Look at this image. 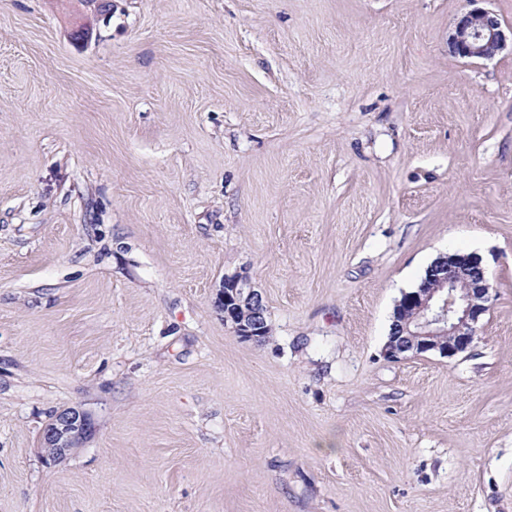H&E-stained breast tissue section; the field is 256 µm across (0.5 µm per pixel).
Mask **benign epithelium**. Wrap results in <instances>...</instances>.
Here are the masks:
<instances>
[{
	"label": "benign epithelium",
	"instance_id": "7a95c632",
	"mask_svg": "<svg viewBox=\"0 0 512 512\" xmlns=\"http://www.w3.org/2000/svg\"><path fill=\"white\" fill-rule=\"evenodd\" d=\"M454 22L448 46L466 59L492 60L509 46L498 17L476 6ZM437 282L400 302L404 311L399 338L387 343L385 355L398 361L409 356L437 353L453 358L474 343L478 326L490 310L492 287L476 254H448L437 262ZM224 322L244 339L258 341L266 329V308L261 291L250 278L235 273L224 276L218 293ZM89 431L87 416L75 408L58 413L48 427L45 451L56 460L77 447Z\"/></svg>",
	"mask_w": 512,
	"mask_h": 512
}]
</instances>
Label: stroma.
<instances>
[{"label": "stroma", "instance_id": "35a3bbf8", "mask_svg": "<svg viewBox=\"0 0 512 512\" xmlns=\"http://www.w3.org/2000/svg\"><path fill=\"white\" fill-rule=\"evenodd\" d=\"M467 7L0 0V512H512V53L449 51ZM447 253L476 340L388 360ZM218 303L224 309V322L230 324L241 338L265 342L270 335L266 323V308L261 291L247 275H225L218 293ZM244 311L242 317L239 312ZM88 431L89 422L83 412L70 408L58 413L45 433L44 444L47 456L55 461L66 455V452L77 447Z\"/></svg>", "mask_w": 512, "mask_h": 512}]
</instances>
